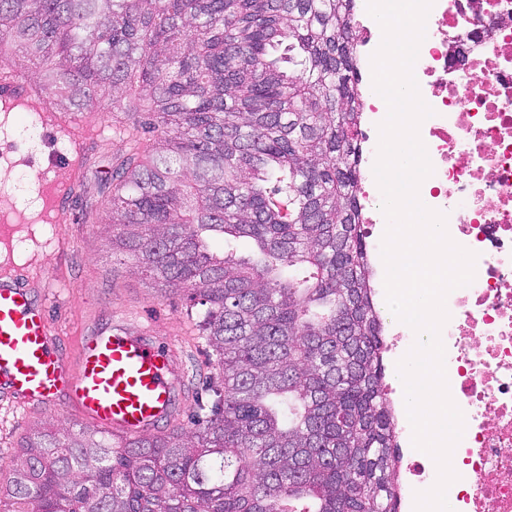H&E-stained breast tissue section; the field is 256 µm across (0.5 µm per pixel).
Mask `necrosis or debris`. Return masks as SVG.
<instances>
[{
    "mask_svg": "<svg viewBox=\"0 0 512 512\" xmlns=\"http://www.w3.org/2000/svg\"><path fill=\"white\" fill-rule=\"evenodd\" d=\"M414 75L433 109L419 134L433 173L420 185L453 241L477 253L472 284L449 293L441 330L450 394L465 418L452 454L453 512H512V0H434ZM363 218L381 242L373 165L384 100H362Z\"/></svg>",
    "mask_w": 512,
    "mask_h": 512,
    "instance_id": "4bbe7bcc",
    "label": "necrosis or debris"
}]
</instances>
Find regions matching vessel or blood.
I'll use <instances>...</instances> for the list:
<instances>
[{"label": "vessel or blood", "instance_id": "vessel-or-blood-1", "mask_svg": "<svg viewBox=\"0 0 512 512\" xmlns=\"http://www.w3.org/2000/svg\"><path fill=\"white\" fill-rule=\"evenodd\" d=\"M21 91L32 104L38 86L16 72L0 73V87ZM44 298L27 279L0 273V393L20 404L58 405L123 438L156 431L172 416L181 355L169 342L123 330L85 337L76 363L57 344Z\"/></svg>", "mask_w": 512, "mask_h": 512}]
</instances>
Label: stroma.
Instances as JSON below:
<instances>
[{
  "label": "stroma",
  "mask_w": 512,
  "mask_h": 512,
  "mask_svg": "<svg viewBox=\"0 0 512 512\" xmlns=\"http://www.w3.org/2000/svg\"><path fill=\"white\" fill-rule=\"evenodd\" d=\"M92 120L97 131L72 169L70 132L45 127L33 112L0 111V216L18 228L11 256L24 264L33 239L44 240L34 287L48 289L49 314L69 357H76L82 336L100 328L119 325L133 333L162 336L183 353L188 385L193 394H201L207 346L198 340L181 301L155 298L149 282L108 248L110 227L104 222L100 188L111 182L112 160L128 144L111 119L96 114ZM46 170L66 188V219L57 227L64 239L60 245L48 240L56 227L46 221L38 191L39 176ZM45 422L65 425L69 419L62 408H19L0 396V477L7 474L20 439Z\"/></svg>",
  "instance_id": "35a3bbf8"
}]
</instances>
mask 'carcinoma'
<instances>
[{"instance_id":"obj_1","label":"carcinoma","mask_w":512,"mask_h":512,"mask_svg":"<svg viewBox=\"0 0 512 512\" xmlns=\"http://www.w3.org/2000/svg\"><path fill=\"white\" fill-rule=\"evenodd\" d=\"M355 2L0 0V55L78 112H125L112 253L196 311L214 370L155 434L41 425L0 512H398Z\"/></svg>"}]
</instances>
